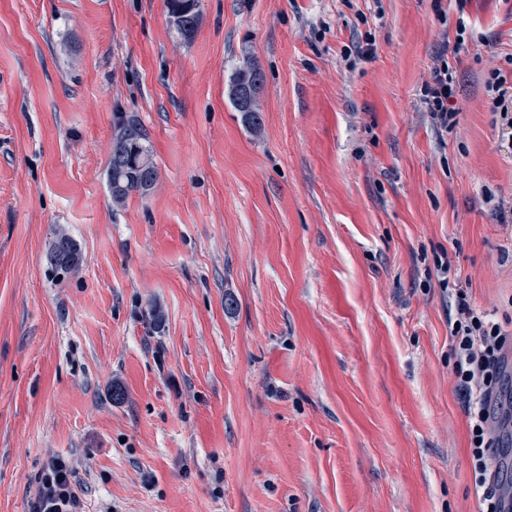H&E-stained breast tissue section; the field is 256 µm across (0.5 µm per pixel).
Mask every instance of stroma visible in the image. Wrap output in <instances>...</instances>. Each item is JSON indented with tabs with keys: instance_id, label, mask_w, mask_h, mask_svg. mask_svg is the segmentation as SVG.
<instances>
[{
	"instance_id": "stroma-1",
	"label": "stroma",
	"mask_w": 512,
	"mask_h": 512,
	"mask_svg": "<svg viewBox=\"0 0 512 512\" xmlns=\"http://www.w3.org/2000/svg\"><path fill=\"white\" fill-rule=\"evenodd\" d=\"M511 55L512 0H200L189 41L167 0H0V512L55 457L85 512H481L448 312L512 334ZM121 112L157 178L116 206ZM446 56V58H445ZM448 53L442 51L434 59L431 81L421 89V96L426 111L431 119L444 128L456 125L458 109H456L457 88L453 76L449 73ZM501 73V69L498 67H494L490 70V79L486 83V90L494 100L496 108L500 109L502 122L506 126L512 127V113H510L512 103V81L509 86H505L507 81L506 78L501 76Z\"/></svg>"
}]
</instances>
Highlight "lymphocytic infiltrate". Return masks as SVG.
Returning a JSON list of instances; mask_svg holds the SVG:
<instances>
[{
    "instance_id": "1",
    "label": "lymphocytic infiltrate",
    "mask_w": 512,
    "mask_h": 512,
    "mask_svg": "<svg viewBox=\"0 0 512 512\" xmlns=\"http://www.w3.org/2000/svg\"><path fill=\"white\" fill-rule=\"evenodd\" d=\"M421 96L436 125L447 129L455 126L457 88L444 54L436 55L431 79L422 87ZM449 324L455 340L456 387L469 418L473 441L471 456L476 493L483 512H500L497 468L489 451V405L500 380L506 336L501 325L478 314L463 296L457 297L455 314ZM72 480L69 462L59 458L50 460L30 512H84Z\"/></svg>"
}]
</instances>
